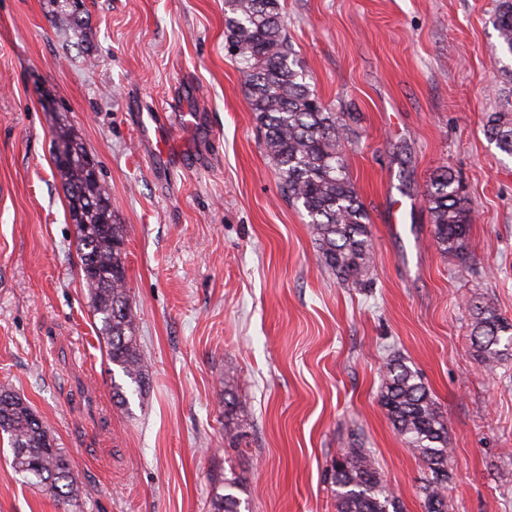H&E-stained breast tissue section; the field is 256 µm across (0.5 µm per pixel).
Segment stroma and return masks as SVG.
<instances>
[{
    "label": "stroma",
    "mask_w": 512,
    "mask_h": 512,
    "mask_svg": "<svg viewBox=\"0 0 512 512\" xmlns=\"http://www.w3.org/2000/svg\"><path fill=\"white\" fill-rule=\"evenodd\" d=\"M497 4L280 0L312 89L354 117L346 157L373 246L357 288L320 263L304 211L280 194L224 0H86L80 38L46 0H0V386L79 472L72 512H208L224 472L242 479V512H336L331 465L350 442L405 512H423L420 462L379 401L391 355L448 417V512H512V358L485 371L470 340L474 301L512 318V158L484 135L489 115L512 113ZM161 106L176 127L154 164L136 116ZM64 130L126 229L150 381L125 408L54 175ZM443 167L472 210L463 278L423 200ZM10 457L0 438V512H61Z\"/></svg>",
    "instance_id": "35a3bbf8"
}]
</instances>
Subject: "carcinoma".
<instances>
[{"label": "carcinoma", "mask_w": 512, "mask_h": 512, "mask_svg": "<svg viewBox=\"0 0 512 512\" xmlns=\"http://www.w3.org/2000/svg\"><path fill=\"white\" fill-rule=\"evenodd\" d=\"M49 17L64 20L82 33L86 0H47ZM500 51L512 58V0H500L492 15ZM227 43L248 88V102L264 130L266 156L275 167L280 191L300 207L311 224L319 260L337 277L355 286L367 283L372 261L370 219L345 159L354 130L345 113L336 112L311 89L281 16L280 0H225ZM484 133L512 156V117L496 113ZM55 176L68 200L69 215L82 243L79 254L98 332L108 361L123 377L112 382V401L128 403L127 393L143 391L146 357L131 317L126 286L124 225L112 222V199L97 167L74 134L65 135L54 154ZM440 251L461 261L470 273L466 240L471 212L460 197L454 173H436L424 191ZM471 340L481 367L494 370L512 356V319L489 302L474 305ZM380 402L400 436L421 461L418 486L424 512H448V420L419 372L395 358L381 366ZM0 433L7 436L11 466L32 485L49 493L68 512L79 496L81 480L69 456L40 417L20 395L0 386ZM336 512H404L400 499L381 482L373 456L344 448L331 467ZM241 481L232 476L214 486L211 512H240L236 495Z\"/></svg>", "instance_id": "obj_1"}]
</instances>
